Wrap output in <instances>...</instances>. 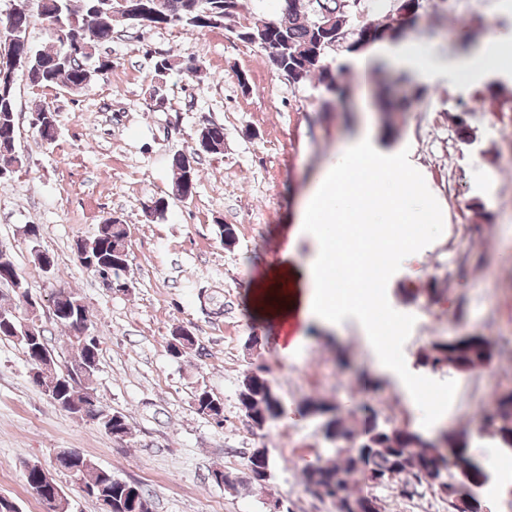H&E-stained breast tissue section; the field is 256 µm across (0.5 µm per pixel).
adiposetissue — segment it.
Returning a JSON list of instances; mask_svg holds the SVG:
<instances>
[{
    "label": "adipose tissue",
    "mask_w": 512,
    "mask_h": 512,
    "mask_svg": "<svg viewBox=\"0 0 512 512\" xmlns=\"http://www.w3.org/2000/svg\"><path fill=\"white\" fill-rule=\"evenodd\" d=\"M427 76L440 63L421 44L405 40L384 44L358 56L354 67L370 79L374 57ZM512 77V31L491 28L475 53L458 60L456 79L475 82L490 72ZM439 218L417 168L395 151L383 149L371 129H363L338 149L305 199L294 230L307 238L310 254L282 252L261 295L283 336L279 352L290 359L312 323L336 325L348 314L362 326L366 343L378 347L382 310L376 288L359 281L361 257L382 255L378 279L403 264L418 249L428 225Z\"/></svg>",
    "instance_id": "1"
}]
</instances>
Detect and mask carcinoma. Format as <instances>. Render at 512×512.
I'll use <instances>...</instances> for the list:
<instances>
[{
	"label": "carcinoma",
	"mask_w": 512,
	"mask_h": 512,
	"mask_svg": "<svg viewBox=\"0 0 512 512\" xmlns=\"http://www.w3.org/2000/svg\"><path fill=\"white\" fill-rule=\"evenodd\" d=\"M38 14L49 24L72 33L64 42L52 39L48 50L36 49L28 39L31 14L15 10L0 20L11 29V51L26 61L25 71L31 87L50 89L64 86L81 92L112 70V58L100 53V47L112 41L118 27L152 29L181 27L187 31L222 28L237 39L254 44L269 57L276 69L292 84L316 81L324 89L320 108L337 110L346 94L343 77L349 63L335 68L329 62L338 51L353 57L374 44H393L407 30L419 25L427 14L426 0H389L388 21H377L355 27L359 12L369 7L370 0H276L278 9L269 20L252 21L241 15L240 0H154V12L144 22L122 19L112 13L110 0H36ZM179 69L190 75L203 70V65L160 55L154 61L157 77ZM411 83L409 75L398 72L383 76L373 95V104L384 115L383 137L397 138V130L389 120L396 112H411L428 97L427 87L412 83L410 93L396 96L392 87ZM497 103V111L512 112V88L493 82L477 91ZM41 122L38 135L53 143L58 134L57 113L42 105L35 110ZM470 110L453 115L457 141L470 145L475 130ZM17 125L15 110L0 105V172L12 177L22 167V158L14 154ZM196 146L200 150L173 157L176 179L173 196L181 201L194 196L199 182V169L188 165L187 157L224 152V127L203 123L197 131ZM127 225L116 218H106L96 233L77 244L88 249L101 269H110L115 277L124 276L128 268ZM0 286L13 289L21 300L16 306L0 305V338L16 341L32 366V381L62 410L95 422L106 433L118 438L130 434L125 415L107 407L94 387L100 355L97 337L80 335L86 306L76 294L58 291L52 300L53 320L66 333L71 349L66 372L55 367V356L40 324L28 329L29 314L22 300L31 296L28 283L18 273L11 250L0 257ZM495 348L492 337L479 331H463L452 337H434L418 355L417 363L431 371L448 370L467 374L487 365ZM199 413L212 419L224 417V404L205 390L194 397ZM237 408L256 429L279 420L285 408L262 368L243 374L237 390ZM301 413L319 423V433L331 458L301 468L302 483L313 494L329 500L336 512H385L381 500L361 492L359 485L398 487L399 494L410 496L426 487L448 499L452 512H484L476 489L488 481L481 461L469 452L468 437L454 430L441 433L432 440L407 425L397 426L381 419L369 404L360 408V425L347 421L348 411L339 402L318 396L302 401ZM482 428L492 433L502 447L512 450V390L495 394L491 407L480 417ZM57 466L88 487H102L113 501L123 504L112 512H150L151 502L140 484L120 479L111 471L98 467L87 457L75 458L70 450L56 455Z\"/></svg>",
	"instance_id": "carcinoma-1"
}]
</instances>
